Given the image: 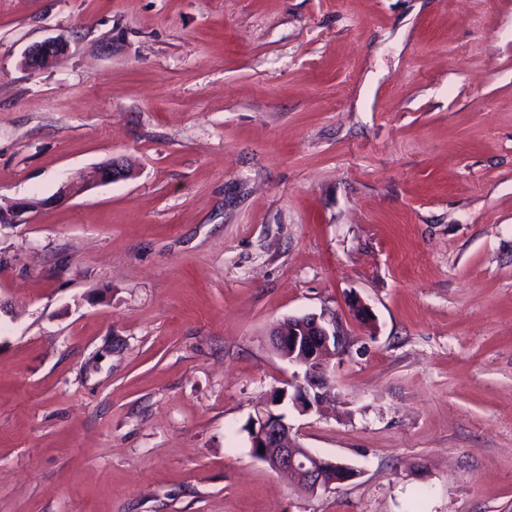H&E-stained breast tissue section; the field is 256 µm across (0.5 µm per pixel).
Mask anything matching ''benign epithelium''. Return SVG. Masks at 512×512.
<instances>
[{
	"label": "benign epithelium",
	"mask_w": 512,
	"mask_h": 512,
	"mask_svg": "<svg viewBox=\"0 0 512 512\" xmlns=\"http://www.w3.org/2000/svg\"><path fill=\"white\" fill-rule=\"evenodd\" d=\"M66 50L59 39H48L29 46L23 64L30 70H41ZM129 170L120 159L99 168L97 178L104 183L125 179ZM38 206L36 201L15 204L9 214L0 211V223H16V218ZM270 340L277 354L299 368L294 378L271 397L268 404L251 418L250 445L252 455L274 471L294 475L302 490L314 495L351 480L356 472L351 466L312 453L296 440L297 434L282 413L275 410L279 402L288 401L299 413L321 412L329 387L325 356L345 350L344 335L336 322L323 316L305 315L290 318L288 327H276Z\"/></svg>",
	"instance_id": "benign-epithelium-1"
}]
</instances>
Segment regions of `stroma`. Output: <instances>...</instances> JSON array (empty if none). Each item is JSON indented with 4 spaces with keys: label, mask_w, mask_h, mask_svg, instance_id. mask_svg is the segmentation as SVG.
<instances>
[{
    "label": "stroma",
    "mask_w": 512,
    "mask_h": 512,
    "mask_svg": "<svg viewBox=\"0 0 512 512\" xmlns=\"http://www.w3.org/2000/svg\"><path fill=\"white\" fill-rule=\"evenodd\" d=\"M22 200L0 512H512V0H0ZM308 314L346 348L284 412L357 472L314 495L247 431ZM67 46L60 39H48L29 46L23 55V64L30 70H41L64 53Z\"/></svg>",
    "instance_id": "1"
}]
</instances>
